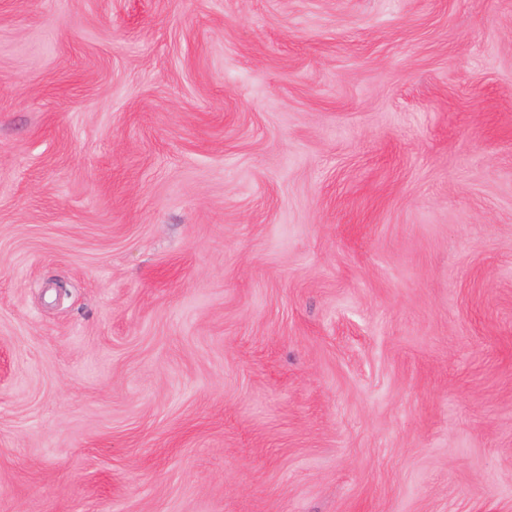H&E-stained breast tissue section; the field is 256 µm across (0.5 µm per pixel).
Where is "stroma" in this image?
Segmentation results:
<instances>
[{
	"mask_svg": "<svg viewBox=\"0 0 512 512\" xmlns=\"http://www.w3.org/2000/svg\"><path fill=\"white\" fill-rule=\"evenodd\" d=\"M0 512H512V0H0Z\"/></svg>",
	"mask_w": 512,
	"mask_h": 512,
	"instance_id": "35a3bbf8",
	"label": "stroma"
}]
</instances>
